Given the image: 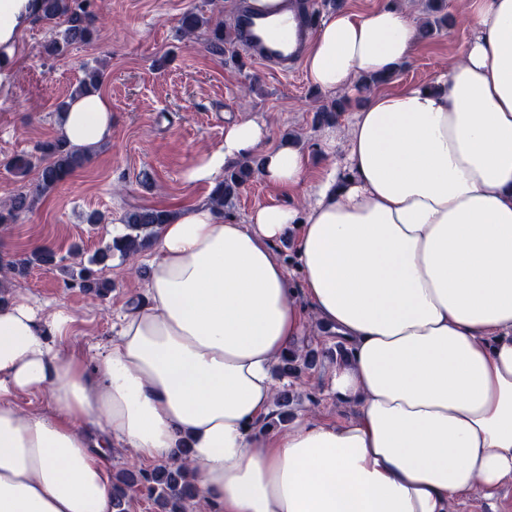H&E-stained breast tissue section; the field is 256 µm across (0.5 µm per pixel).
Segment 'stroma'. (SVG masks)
Masks as SVG:
<instances>
[{
  "instance_id": "1",
  "label": "stroma",
  "mask_w": 512,
  "mask_h": 512,
  "mask_svg": "<svg viewBox=\"0 0 512 512\" xmlns=\"http://www.w3.org/2000/svg\"><path fill=\"white\" fill-rule=\"evenodd\" d=\"M237 7L238 0H94L98 20L93 40L70 46L60 56L44 52L53 37L50 26L32 23L22 38L8 88L0 91V203L24 182L36 180V172L20 179L4 165L14 155L57 138V107L82 78L83 64L100 61L106 66L101 91L112 100V138L94 150L86 167L21 214L8 231L0 230V256L20 255L41 244L64 258L80 248L86 261L111 243L113 230L121 228L128 210L171 211L207 202L209 186L188 182L186 172L223 144L228 114L266 123L269 145L288 138L296 141L309 156V180L343 159L358 108L355 88L324 92L314 89L304 67L285 75L251 62L240 68L228 56L208 52L203 39H182L179 26L185 13L230 22ZM447 13L449 26L418 42L390 89L427 84L460 61L473 35L468 0H448ZM342 98L348 104L335 127L317 125V108ZM303 202L300 190L274 188L255 176L224 215L243 224L255 208ZM94 211L105 214L104 223H87ZM154 251L150 245L140 252L134 276L127 273L130 264L113 255L103 271L112 290L103 299L66 287L56 267L33 268L0 290V296L64 303L75 322L62 345L89 355L112 337L117 315L139 302ZM300 347L315 352L316 365L301 380H281V387L295 395L292 410L312 408L323 418H335L338 408L324 382L335 366L336 340L314 331L301 337ZM449 512H512V479L490 494L475 489L467 499L451 503Z\"/></svg>"
}]
</instances>
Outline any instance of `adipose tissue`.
I'll list each match as a JSON object with an SVG mask.
<instances>
[{"label": "adipose tissue", "mask_w": 512, "mask_h": 512, "mask_svg": "<svg viewBox=\"0 0 512 512\" xmlns=\"http://www.w3.org/2000/svg\"><path fill=\"white\" fill-rule=\"evenodd\" d=\"M39 11L0 0V83ZM469 12L461 62L369 92L343 163L314 183L298 146L227 123L189 182L256 156L266 184L306 187L310 204L245 224L208 203L172 213L139 307L93 357L64 351L67 306L0 305V512H112L117 442L144 460L187 446L199 512H448L512 477V0ZM418 40L397 7L338 12L303 65L336 91L393 72ZM58 132L105 143L111 100L68 99ZM286 238L289 264L273 252ZM316 324L347 351L325 389L352 415L259 431L276 365ZM44 390L52 415L18 406Z\"/></svg>", "instance_id": "1"}]
</instances>
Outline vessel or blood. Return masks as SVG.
Returning <instances> with one entry per match:
<instances>
[{
	"label": "vessel or blood",
	"mask_w": 512,
	"mask_h": 512,
	"mask_svg": "<svg viewBox=\"0 0 512 512\" xmlns=\"http://www.w3.org/2000/svg\"><path fill=\"white\" fill-rule=\"evenodd\" d=\"M241 45L249 59L279 73L290 72L300 61L299 39L309 36L310 28H298L285 14H262L241 0L236 14Z\"/></svg>",
	"instance_id": "vessel-or-blood-1"
}]
</instances>
